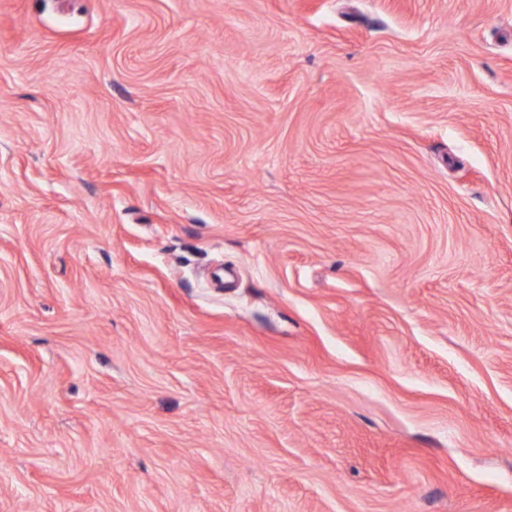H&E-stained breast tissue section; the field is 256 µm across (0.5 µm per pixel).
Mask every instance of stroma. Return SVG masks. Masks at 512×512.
<instances>
[{"label":"stroma","mask_w":512,"mask_h":512,"mask_svg":"<svg viewBox=\"0 0 512 512\" xmlns=\"http://www.w3.org/2000/svg\"><path fill=\"white\" fill-rule=\"evenodd\" d=\"M0 512H512V0H0Z\"/></svg>","instance_id":"obj_1"}]
</instances>
